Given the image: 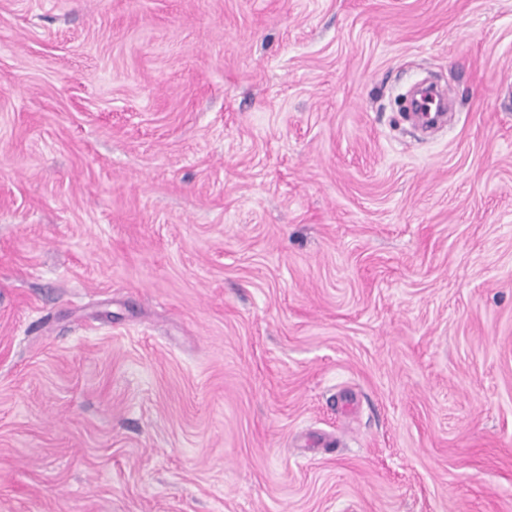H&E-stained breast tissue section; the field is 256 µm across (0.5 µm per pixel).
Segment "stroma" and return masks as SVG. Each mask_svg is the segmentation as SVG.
I'll return each instance as SVG.
<instances>
[{"label":"stroma","instance_id":"35a3bbf8","mask_svg":"<svg viewBox=\"0 0 512 512\" xmlns=\"http://www.w3.org/2000/svg\"><path fill=\"white\" fill-rule=\"evenodd\" d=\"M0 512H512V0H0Z\"/></svg>","mask_w":512,"mask_h":512}]
</instances>
